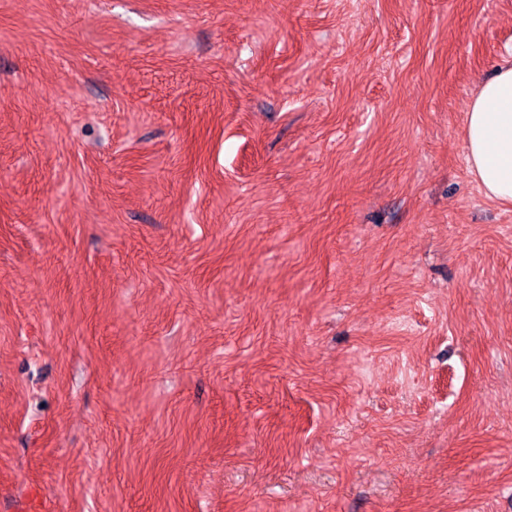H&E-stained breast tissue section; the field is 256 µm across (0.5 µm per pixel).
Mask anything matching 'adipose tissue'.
Instances as JSON below:
<instances>
[{
	"mask_svg": "<svg viewBox=\"0 0 512 512\" xmlns=\"http://www.w3.org/2000/svg\"><path fill=\"white\" fill-rule=\"evenodd\" d=\"M466 159L484 196L512 204V66L481 82L465 114Z\"/></svg>",
	"mask_w": 512,
	"mask_h": 512,
	"instance_id": "1",
	"label": "adipose tissue"
}]
</instances>
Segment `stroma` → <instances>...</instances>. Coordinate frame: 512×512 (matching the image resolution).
I'll list each match as a JSON object with an SVG mask.
<instances>
[{"label": "stroma", "instance_id": "35a3bbf8", "mask_svg": "<svg viewBox=\"0 0 512 512\" xmlns=\"http://www.w3.org/2000/svg\"><path fill=\"white\" fill-rule=\"evenodd\" d=\"M512 0H0V512H512ZM466 159L484 196L512 204V66L481 82L465 113Z\"/></svg>", "mask_w": 512, "mask_h": 512}]
</instances>
